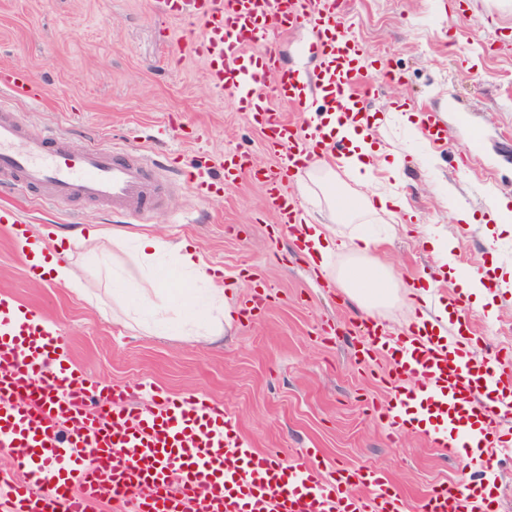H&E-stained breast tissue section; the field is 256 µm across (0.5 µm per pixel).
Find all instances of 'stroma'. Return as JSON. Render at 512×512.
<instances>
[{"instance_id":"obj_1","label":"stroma","mask_w":512,"mask_h":512,"mask_svg":"<svg viewBox=\"0 0 512 512\" xmlns=\"http://www.w3.org/2000/svg\"><path fill=\"white\" fill-rule=\"evenodd\" d=\"M345 18L369 63L379 150L372 182L355 185L339 168L333 181L312 175L293 183L292 193L338 240L378 239L373 257L400 293L381 311L389 329L407 330L421 284L431 283L434 297L456 291L460 265L467 276L490 272L495 281L488 301L465 302L471 346L484 355L512 345V223L495 219L500 199L512 200V0H345ZM193 31L189 20L158 16L153 0H0V68L27 71L42 89L41 102L16 105L18 120L73 134L78 145L142 150L164 163L167 185L148 221L125 225L99 205L42 204L0 188V205L31 215L33 238L49 253L68 251L78 275L69 286L29 278L18 241L0 227V294L47 316L64 335L66 356L90 378L222 401L256 448L286 458L316 448L331 468H382L414 504L434 486L481 470V462L448 455L422 436H389L372 411L389 389L358 364L349 335L364 311L278 230L260 186L245 178L202 202L180 182L173 163L205 157L216 168L236 148L258 164L274 162L231 93L210 88L204 62L184 52ZM276 39L283 68L314 70L306 29ZM421 107L440 111L446 148H427L398 120V111ZM468 120L484 140L461 167L456 153ZM393 153L403 159L395 185L381 168ZM369 189L396 190L405 209L364 212ZM460 209L472 223L455 221ZM90 228L102 230L98 241L64 238ZM142 235L188 243L220 274L224 299L238 313L221 336L203 328L161 332L137 306L139 295L157 302L164 294L128 256ZM443 238L453 245L444 263L430 246ZM250 279L270 301L246 315Z\"/></svg>"}]
</instances>
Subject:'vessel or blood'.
Segmentation results:
<instances>
[{
  "label": "vessel or blood",
  "mask_w": 512,
  "mask_h": 512,
  "mask_svg": "<svg viewBox=\"0 0 512 512\" xmlns=\"http://www.w3.org/2000/svg\"><path fill=\"white\" fill-rule=\"evenodd\" d=\"M156 12L188 18L198 33L189 53L207 64L206 80L231 90L237 106L266 133L276 167L253 166L244 154H225L221 177L201 169L183 179L199 199L221 185L258 183L281 229L305 223L290 185L318 161L339 157L328 132L332 112L367 110L363 47L349 35L338 0H154ZM306 27V50L319 61L312 73L282 69L274 31ZM260 53H249L251 44ZM39 101L41 89L25 71L0 76V95ZM299 113L283 118L277 103ZM416 127L425 142H448L445 124L424 109ZM0 182L46 198L89 201L135 219L156 208L163 185L156 165L140 151L118 153L97 142L74 146L20 125L0 112ZM457 319L451 336L425 327L400 337L364 319L361 364L380 373L390 397L378 407L389 435L424 436L457 454L491 457L512 449L499 421L512 404V362L498 353L471 356L464 337L471 324L460 299L449 294ZM60 333L33 321L32 310L0 295V455L14 475L0 474V512H411L390 475L376 467L327 470L317 449L286 462L254 448L236 433L223 403L203 396L157 393L90 382L60 361ZM484 480L432 488L421 512H488Z\"/></svg>",
  "instance_id": "1"
}]
</instances>
